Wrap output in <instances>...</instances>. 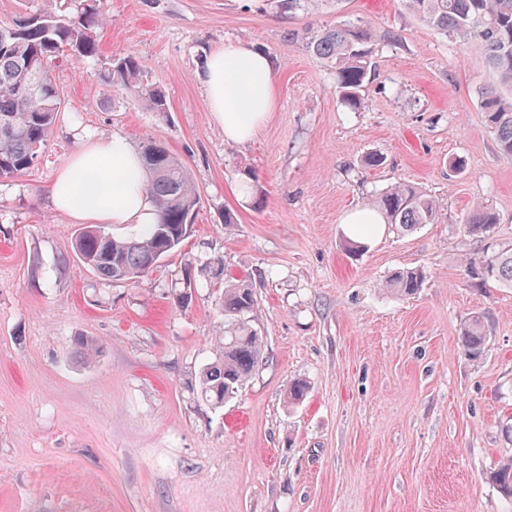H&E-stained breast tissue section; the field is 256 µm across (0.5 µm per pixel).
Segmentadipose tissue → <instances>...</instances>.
I'll return each mask as SVG.
<instances>
[{
	"label": "adipose tissue",
	"instance_id": "adipose-tissue-1",
	"mask_svg": "<svg viewBox=\"0 0 512 512\" xmlns=\"http://www.w3.org/2000/svg\"><path fill=\"white\" fill-rule=\"evenodd\" d=\"M206 90L226 141L249 142L277 105L275 64L256 46L226 42L206 60ZM50 202L76 221L109 224L118 234H143L158 220L133 144L120 135L80 138L47 188Z\"/></svg>",
	"mask_w": 512,
	"mask_h": 512
}]
</instances>
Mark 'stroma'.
I'll return each instance as SVG.
<instances>
[{
	"mask_svg": "<svg viewBox=\"0 0 512 512\" xmlns=\"http://www.w3.org/2000/svg\"><path fill=\"white\" fill-rule=\"evenodd\" d=\"M97 59L60 56L62 114L34 167L0 181V512H512L488 481L512 456V289L479 285L475 203L512 243V159L480 110L496 84L479 43H460L401 0H103ZM372 24L375 75L351 110L307 31ZM278 64V106L247 144L213 120L204 63L228 41ZM139 56L170 110L105 86L109 59ZM79 127L135 147L162 141L201 203L187 238L137 283L74 253L75 221L46 188ZM383 165L364 164L366 154ZM410 181L442 219L344 246V215ZM235 221H224L225 213ZM248 280L264 342L224 406L198 394L224 314L206 266ZM421 266L418 294L383 282ZM192 299L174 294L184 277ZM484 314L474 362L461 322ZM104 347L85 363L71 339ZM311 389L287 403L289 384Z\"/></svg>",
	"mask_w": 512,
	"mask_h": 512,
	"instance_id": "stroma-1",
	"label": "stroma"
}]
</instances>
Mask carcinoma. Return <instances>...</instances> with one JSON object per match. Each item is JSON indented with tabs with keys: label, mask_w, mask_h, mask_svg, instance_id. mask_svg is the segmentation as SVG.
<instances>
[{
	"label": "carcinoma",
	"mask_w": 512,
	"mask_h": 512,
	"mask_svg": "<svg viewBox=\"0 0 512 512\" xmlns=\"http://www.w3.org/2000/svg\"><path fill=\"white\" fill-rule=\"evenodd\" d=\"M55 9L31 11L11 23H0V179L28 172L49 140L61 97L51 63L68 52L76 59L98 56L100 32L106 23L102 0H53ZM403 6L432 29L467 44L480 42L489 67L499 83L512 87V0H402ZM375 32L364 23H345L307 38L306 48L333 69L336 89L345 104L357 108L360 92L372 75ZM144 64L134 55L111 59L104 82L144 100L150 111L169 112L164 88L143 80ZM481 111L486 127L500 150L512 158V100L492 88L481 90ZM145 187L159 213L158 223L138 239L110 235L96 226L75 231L74 252L82 265L109 281L135 282L153 269L152 259H163L187 236V224L201 201L186 166L162 142L141 147ZM385 223L399 233L424 224H437L439 200L408 181L384 191L374 202ZM497 218L484 203L475 205L462 225L464 235L483 243L473 274L482 284L512 288V243L497 239ZM205 272L211 287L220 291L224 335L217 337L215 360L202 370L200 396L220 407L237 394L262 360L263 339L253 327L257 296L245 281L224 277V263L216 260ZM427 273L422 267L392 271L385 288L402 297L419 292ZM489 331L485 316L473 315L460 326L462 350L477 361L485 353ZM74 345L88 360L100 346L85 336ZM498 492L512 498V458L498 463L489 474Z\"/></svg>",
	"instance_id": "cac0c4a2"
}]
</instances>
